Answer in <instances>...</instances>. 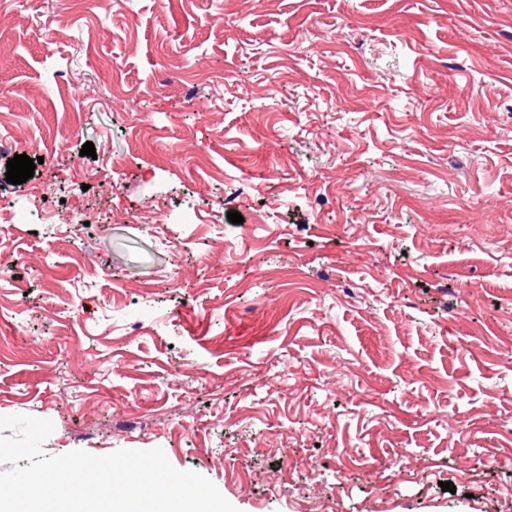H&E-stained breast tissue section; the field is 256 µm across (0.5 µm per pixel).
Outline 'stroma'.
<instances>
[{"label": "stroma", "instance_id": "35a3bbf8", "mask_svg": "<svg viewBox=\"0 0 512 512\" xmlns=\"http://www.w3.org/2000/svg\"><path fill=\"white\" fill-rule=\"evenodd\" d=\"M1 136L0 416L46 454L512 512V0H0Z\"/></svg>", "mask_w": 512, "mask_h": 512}]
</instances>
